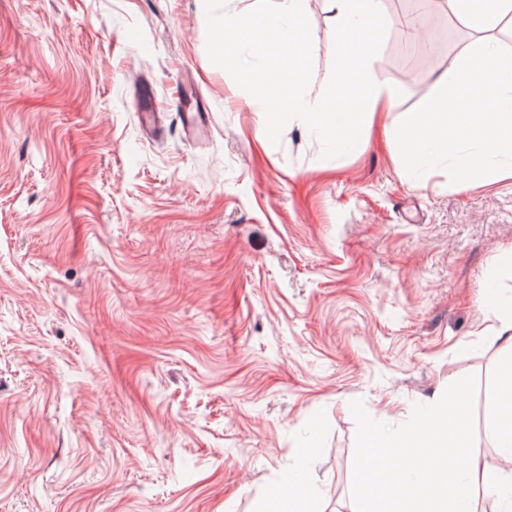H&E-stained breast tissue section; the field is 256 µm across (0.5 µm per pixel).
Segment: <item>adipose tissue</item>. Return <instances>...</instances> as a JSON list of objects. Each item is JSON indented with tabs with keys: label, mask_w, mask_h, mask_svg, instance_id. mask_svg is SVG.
<instances>
[{
	"label": "adipose tissue",
	"mask_w": 512,
	"mask_h": 512,
	"mask_svg": "<svg viewBox=\"0 0 512 512\" xmlns=\"http://www.w3.org/2000/svg\"><path fill=\"white\" fill-rule=\"evenodd\" d=\"M487 432L497 448L490 462L470 454L461 405H439L395 440V447L414 449L415 456L392 468L376 467L385 443L382 435L368 433L357 465L358 512H477L479 491L494 496L498 512H512V359L499 370ZM450 448L468 450L464 467L449 461Z\"/></svg>",
	"instance_id": "adipose-tissue-1"
}]
</instances>
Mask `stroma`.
Returning a JSON list of instances; mask_svg holds the SVG:
<instances>
[{
	"label": "stroma",
	"mask_w": 512,
	"mask_h": 512,
	"mask_svg": "<svg viewBox=\"0 0 512 512\" xmlns=\"http://www.w3.org/2000/svg\"><path fill=\"white\" fill-rule=\"evenodd\" d=\"M383 8L410 112L463 44L408 63ZM232 83L197 0H0V512H286L298 475L356 512L367 431L447 398L495 457L512 178L414 188L378 134L325 159L295 123L262 153Z\"/></svg>",
	"instance_id": "1"
}]
</instances>
